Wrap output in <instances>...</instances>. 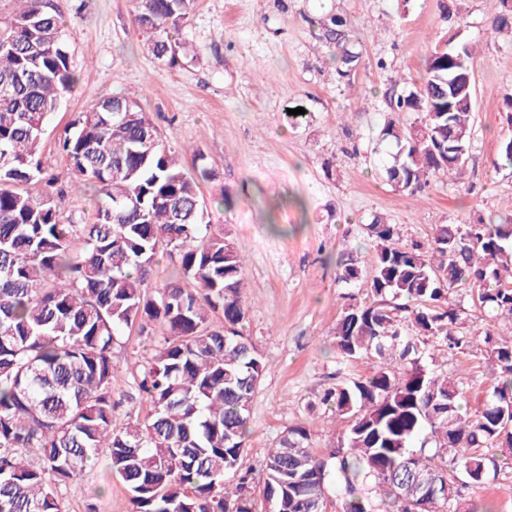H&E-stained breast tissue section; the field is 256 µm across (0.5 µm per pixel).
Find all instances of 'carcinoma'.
Returning a JSON list of instances; mask_svg holds the SVG:
<instances>
[{
	"instance_id": "obj_1",
	"label": "carcinoma",
	"mask_w": 512,
	"mask_h": 512,
	"mask_svg": "<svg viewBox=\"0 0 512 512\" xmlns=\"http://www.w3.org/2000/svg\"><path fill=\"white\" fill-rule=\"evenodd\" d=\"M0 19V512H60V491L91 469L102 449L124 483L132 512H256L248 475L229 487L247 448L250 405L264 361L239 330L245 319L244 259L220 231L199 184L212 177L204 155L176 153L134 100L107 97L80 113L60 140L68 188L35 198L25 185L45 177L44 131L78 76L54 0H13ZM196 0H141L135 16L150 30L147 51L179 63L180 24ZM494 23H512V0H498ZM345 77L359 63L336 18L321 22ZM470 46L447 40L425 58L421 84L396 99L398 112H422L405 131L392 121L385 165L391 187L413 194L440 172L462 175L471 151L473 72ZM462 155L460 163L445 159ZM90 190L88 224L60 218L67 189ZM134 198L136 206L128 205ZM370 304L350 303L336 324L344 358L370 355L372 374L326 391L322 403L348 420L340 445L324 459L310 431L288 430L262 467L263 502L274 512H323L321 484L335 479L344 512H411L399 497L404 457L461 489L498 472L496 448L512 457V336L487 329L493 392L473 414L459 385L422 363L424 338L448 350L477 338L463 331L454 289L475 290L491 321L512 322V224H438L426 244H406L375 216ZM81 238L84 247L73 249ZM178 258L176 275L152 282L161 256ZM358 257L342 254L339 279H359ZM221 313L223 323L211 315ZM152 326L162 339L139 383L150 411L112 427V348L124 330ZM370 490L360 495L357 484Z\"/></svg>"
}]
</instances>
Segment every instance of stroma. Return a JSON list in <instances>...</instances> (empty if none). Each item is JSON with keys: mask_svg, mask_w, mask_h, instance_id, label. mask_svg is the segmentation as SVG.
I'll return each instance as SVG.
<instances>
[{"mask_svg": "<svg viewBox=\"0 0 512 512\" xmlns=\"http://www.w3.org/2000/svg\"><path fill=\"white\" fill-rule=\"evenodd\" d=\"M56 3L80 81L46 128L45 169L66 178L59 141L69 123L103 98L122 96L140 103L167 146L199 150L213 170L201 196L213 230L224 231L245 258L243 333L266 363L240 461L251 475L249 493L258 494L263 461L289 428L306 426L317 456L337 448L348 422L320 399L372 368V358L346 360L336 350L334 329L349 300H372L367 281H339L341 251L357 250L370 271L366 226L378 214L407 243L427 241L438 224L512 214V167L500 157L512 138L503 108L512 92V33L494 26V0H198L172 67L145 52L149 33L134 20L138 0ZM329 16L361 53L345 78L318 37L319 20ZM454 33L473 49L465 176L441 173L416 194L396 192L383 171L389 146L380 131L390 119L420 127L425 115L393 111L385 96L419 85L425 56ZM157 342L135 327L114 346V428L149 412L137 385ZM423 361L457 382L469 410L488 398L491 370L481 350L451 352L433 336ZM461 502L512 512V460H500L497 476L464 490ZM60 507L131 512L127 489L103 457L68 487Z\"/></svg>", "mask_w": 512, "mask_h": 512, "instance_id": "obj_1", "label": "stroma"}]
</instances>
